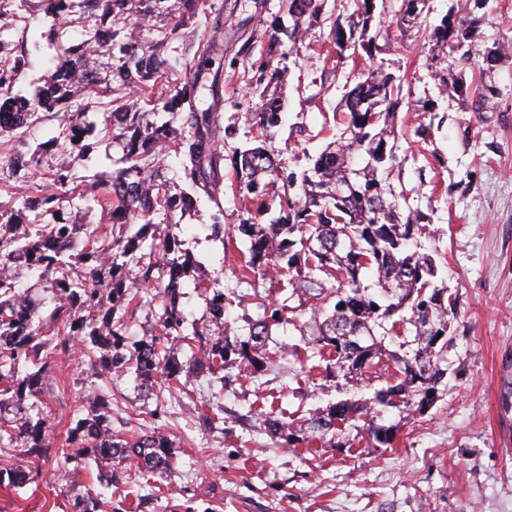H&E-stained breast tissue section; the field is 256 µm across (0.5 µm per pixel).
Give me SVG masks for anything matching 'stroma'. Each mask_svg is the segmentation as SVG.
<instances>
[{
	"mask_svg": "<svg viewBox=\"0 0 512 512\" xmlns=\"http://www.w3.org/2000/svg\"><path fill=\"white\" fill-rule=\"evenodd\" d=\"M224 25L206 21L191 27L189 39L217 46L215 65L225 73L218 149L224 156L253 143L248 118L260 100L252 93L254 73L238 53L250 45L266 53L268 29L281 15L282 0H223ZM452 0H430L419 34L396 35L384 59L405 79L407 98L399 118L409 131L398 139L397 167L390 179L404 191L407 208L427 215L436 231L428 241L458 301L450 315L447 374L439 399L427 412L389 408L386 422L398 431L391 447L355 437L352 447L325 442L291 446L270 435L263 420L273 408L295 417L340 400L372 398L385 387L393 365L372 364L357 383L327 376L324 368L300 360L306 343L293 326L276 329L263 371L240 372L220 394L197 379L192 393L171 383L166 412L144 414L133 374L115 373L105 385L112 392V425L139 436L161 431L176 445V458L160 490L147 487L133 467L112 477L113 507L128 497L141 501L137 512H512V451L498 433L503 374L512 375V63L495 76V109L467 112L448 97L430 67L434 25ZM328 25L309 27L298 50L281 60L287 68L282 123L275 132L281 174H301L332 139L334 113L352 87L351 68L325 63ZM432 112H418L421 101ZM57 123L46 120L28 133V150L42 149L45 164L69 167L77 180L111 168L120 149L102 139L81 156L50 145ZM422 135H415V128ZM223 240L209 238L212 203L176 215L186 248L204 264L205 278H221L236 296L224 318L240 335L243 314H255L258 299L296 307L309 321L310 305H299L277 273L256 285L239 281L245 243L234 227L246 216L243 204L223 195ZM90 366L78 342L52 356V374L39 406L48 411L53 446H61L92 394ZM224 408L223 430L205 428L199 416L209 404ZM95 464H43L36 483L0 493V512H66L68 496L95 485Z\"/></svg>",
	"mask_w": 512,
	"mask_h": 512,
	"instance_id": "1",
	"label": "stroma"
}]
</instances>
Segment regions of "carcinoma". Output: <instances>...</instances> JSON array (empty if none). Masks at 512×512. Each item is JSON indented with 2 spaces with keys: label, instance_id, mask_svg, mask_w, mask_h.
<instances>
[{
  "label": "carcinoma",
  "instance_id": "carcinoma-1",
  "mask_svg": "<svg viewBox=\"0 0 512 512\" xmlns=\"http://www.w3.org/2000/svg\"><path fill=\"white\" fill-rule=\"evenodd\" d=\"M426 0H402L395 12L402 32L421 28ZM14 0H0V133L11 134L13 147L0 152V182L21 171L43 166V158L23 150L29 128L43 118L60 119L53 141L82 154L90 150L86 139L104 132L119 142L128 167L80 183L67 168L48 170L56 189L26 199L22 208L0 201V447L16 462L0 468V490L16 489L34 481L31 461L46 456L51 442L48 419L31 414L27 401L39 398L50 378L49 357L54 353L49 331L77 339L85 358L100 376L132 371L144 397L161 399L159 375L196 377L207 373L219 381L244 367L259 372L267 359L273 328L293 325L287 314L296 308L261 303L260 312L246 319L247 338L224 321L226 298L213 290L209 324L184 337L188 346L203 342L217 329V337L203 354L191 352L181 361L154 337L129 343L127 312L133 289L161 285L162 334L180 331L185 317L179 308L182 280L192 277L196 263L181 248L177 223L155 222L160 214L186 211L205 197L214 204L206 228L224 238V156L214 133L218 108L224 102V73L211 69L213 44L199 40L184 47L186 80L174 89L152 92L156 113L181 120L175 128L167 121H148L127 95L157 79L165 64L164 53L181 30L200 16L213 27L222 24L221 12L208 0H39L50 21L39 30V40L56 52L54 71L32 97L17 91L28 63L29 17L12 12ZM291 19L288 40L297 45L308 27L329 25L332 50L326 60L339 69L348 60L369 59L374 65L359 70L354 86L341 101L344 122L339 137L317 156L301 175V194L274 190L279 179L267 141L281 122L284 70L272 59L251 62L257 69L253 93L262 100L252 125L261 144L232 159V196L243 203L258 200L246 210L247 221L237 231L247 242L241 277L263 278L270 269L288 276L292 295L301 300L321 295L335 299L332 312L313 308L311 350L326 362L329 375L351 382L376 359L397 364L394 384L361 403L341 400L315 413L301 438L286 433L292 445H307L311 438L332 434L335 447H343L345 432L359 428L357 421L379 414L378 407H394L395 400L416 401L422 412L438 399V384L448 352V316L456 296L419 238L429 221L421 212L404 211L399 195L386 185L396 156L389 141L407 134L398 125L404 95L402 78L387 71L377 56L389 34L374 26L375 0H356L346 17L324 12V0H286ZM487 14V0H454L448 13L433 27L432 60L435 73L448 89V97L468 112H491L494 74L512 59V46L494 38L478 47L475 32ZM151 24V38L140 28ZM474 78L466 79V69ZM207 90L210 106L199 109V93ZM109 95L108 121L98 129L89 114V98ZM175 147L179 179L184 187L156 182L146 168L166 166L167 148ZM83 200L88 209L113 216L126 212L122 224H66L58 219L63 195ZM38 272V281L51 295L52 309L43 316L20 288L21 272ZM410 325L417 348L391 350L376 337L375 328ZM367 434L387 446L394 440L392 427L368 423ZM174 444L161 433L127 437L112 430V401L103 389L88 401L85 414L68 430L65 459L83 457L98 469L129 462L146 480L170 471ZM100 499L91 488L73 499L69 512H98Z\"/></svg>",
  "mask_w": 512,
  "mask_h": 512
}]
</instances>
